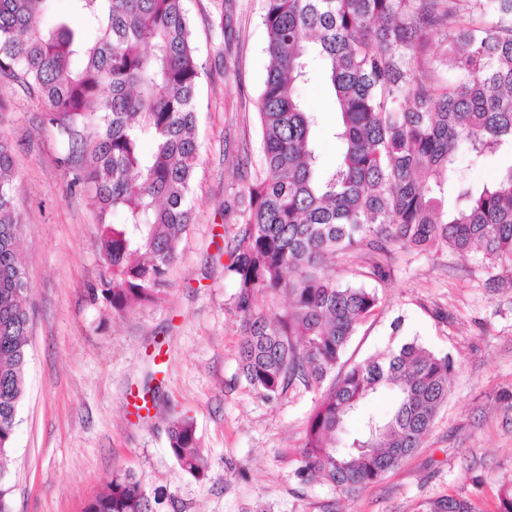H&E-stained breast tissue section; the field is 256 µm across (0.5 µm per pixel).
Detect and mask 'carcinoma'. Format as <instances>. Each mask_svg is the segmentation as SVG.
I'll use <instances>...</instances> for the list:
<instances>
[{
	"label": "carcinoma",
	"mask_w": 512,
	"mask_h": 512,
	"mask_svg": "<svg viewBox=\"0 0 512 512\" xmlns=\"http://www.w3.org/2000/svg\"><path fill=\"white\" fill-rule=\"evenodd\" d=\"M52 2L0 0V81L46 103L44 121L64 148L59 163L91 193L102 227L97 247L109 272L90 298L122 313L162 292L193 220L202 65L184 0H71L80 26L51 15ZM265 2L263 171L224 205L242 218L224 270L242 317L241 375L271 401L322 387L379 305L376 292L336 282V257L444 247L479 251L492 286L503 279L496 270L512 273V163L477 189L451 183L453 209L434 193L461 143L477 160L512 154V0ZM319 71L339 116L340 154L328 171L300 94ZM15 178L0 134V512H11L1 462L20 422L30 330ZM452 370L448 356L415 340L352 365L313 409L295 477L346 496L378 481L423 445ZM381 391L393 403L379 416L367 405ZM167 438L179 467L203 475L194 421L172 420ZM86 512H148V496L119 473ZM419 512L479 509L446 495Z\"/></svg>",
	"instance_id": "cac0c4a2"
}]
</instances>
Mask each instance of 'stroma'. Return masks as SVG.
<instances>
[{"label":"stroma","mask_w":512,"mask_h":512,"mask_svg":"<svg viewBox=\"0 0 512 512\" xmlns=\"http://www.w3.org/2000/svg\"><path fill=\"white\" fill-rule=\"evenodd\" d=\"M264 0H185L205 67L197 107L200 160L189 225L169 284L155 303L113 313L89 290L106 270L96 247L90 194L71 186L62 146L44 124L45 104L0 82L7 108L0 134L15 149L19 244L29 275L31 336L26 395L7 471L12 512H85L113 474L133 473L153 512H417L424 501L470 497L496 512L512 482V285L491 290L474 255L392 248L379 254L383 282L362 278L366 253L337 260L341 283L376 288L380 305L353 336L355 364L415 340L454 362L448 401L424 444L378 482L349 498L301 484L294 472L319 391L258 398L238 370L240 316L224 273V203L261 163L257 101L265 69ZM223 28H216V16ZM316 111L322 169L336 163L333 111L322 80L302 87ZM155 391L148 412L133 404ZM196 424L208 472L180 469L166 428Z\"/></svg>","instance_id":"obj_1"}]
</instances>
